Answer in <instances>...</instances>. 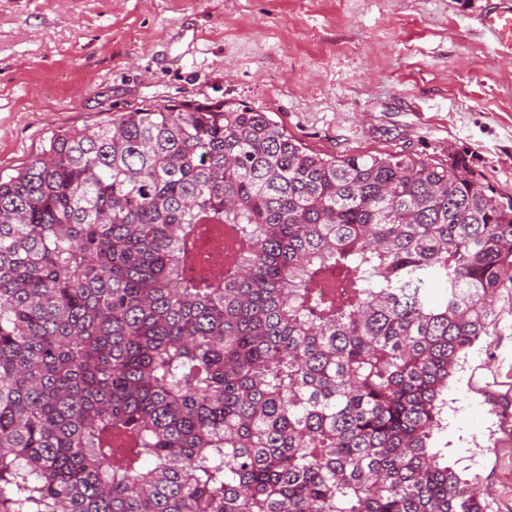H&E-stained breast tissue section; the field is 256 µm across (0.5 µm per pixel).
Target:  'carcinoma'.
<instances>
[{
  "label": "carcinoma",
  "instance_id": "cac0c4a2",
  "mask_svg": "<svg viewBox=\"0 0 512 512\" xmlns=\"http://www.w3.org/2000/svg\"><path fill=\"white\" fill-rule=\"evenodd\" d=\"M503 289L512 197L462 157L246 105L58 133L0 179V512H486L431 440Z\"/></svg>",
  "mask_w": 512,
  "mask_h": 512
}]
</instances>
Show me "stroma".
I'll return each instance as SVG.
<instances>
[{
    "label": "stroma",
    "instance_id": "stroma-1",
    "mask_svg": "<svg viewBox=\"0 0 512 512\" xmlns=\"http://www.w3.org/2000/svg\"><path fill=\"white\" fill-rule=\"evenodd\" d=\"M493 0H0V176L49 138L145 105L267 113L311 151L406 150L512 197V59ZM462 356L433 443L512 512V297ZM480 22L494 35L497 53L501 57L512 58V7L488 11Z\"/></svg>",
    "mask_w": 512,
    "mask_h": 512
}]
</instances>
